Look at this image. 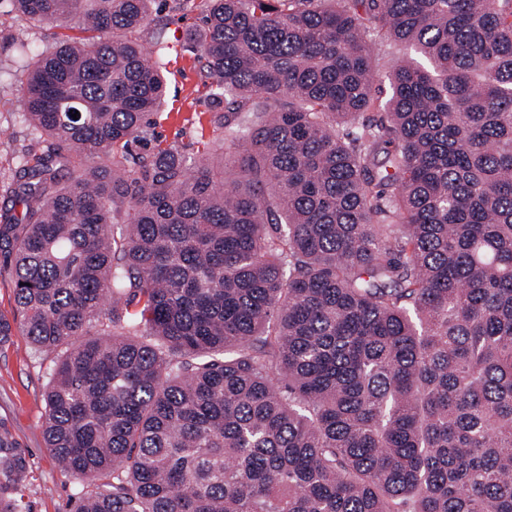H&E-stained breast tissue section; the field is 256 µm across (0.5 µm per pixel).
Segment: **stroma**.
<instances>
[{"label":"stroma","instance_id":"35a3bbf8","mask_svg":"<svg viewBox=\"0 0 512 512\" xmlns=\"http://www.w3.org/2000/svg\"><path fill=\"white\" fill-rule=\"evenodd\" d=\"M201 17L199 7L167 0L156 15L157 25L134 35L144 49H152L159 38L168 47L170 85L156 132L164 140L185 145L211 135L210 117L216 109L211 82L198 52L188 43ZM58 35L55 25H31L14 13L11 0H0V209L11 204L9 185L20 151L40 146L38 137L19 118V48L25 44L35 53L53 44ZM53 359L50 353L35 354L29 337L19 329L0 344V429L9 432L30 467L32 480L25 497L32 512H69L76 484L46 449L40 429Z\"/></svg>","mask_w":512,"mask_h":512}]
</instances>
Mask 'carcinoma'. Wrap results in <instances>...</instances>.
I'll return each mask as SVG.
<instances>
[{"mask_svg": "<svg viewBox=\"0 0 512 512\" xmlns=\"http://www.w3.org/2000/svg\"><path fill=\"white\" fill-rule=\"evenodd\" d=\"M161 2L14 0L66 30L0 270L72 512H512V0H202L189 147L126 39ZM28 483L0 433V512ZM404 58L405 50L402 46L386 40H377L374 66L379 79L384 80Z\"/></svg>", "mask_w": 512, "mask_h": 512, "instance_id": "obj_1", "label": "carcinoma"}]
</instances>
